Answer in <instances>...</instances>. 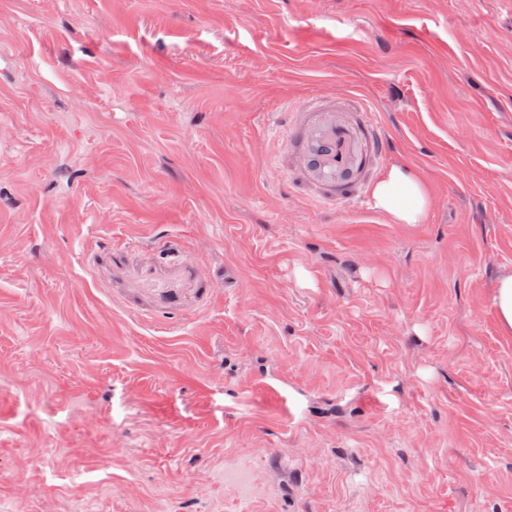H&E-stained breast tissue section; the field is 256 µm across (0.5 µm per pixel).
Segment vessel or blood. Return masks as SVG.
Wrapping results in <instances>:
<instances>
[{
    "label": "vessel or blood",
    "instance_id": "vessel-or-blood-1",
    "mask_svg": "<svg viewBox=\"0 0 512 512\" xmlns=\"http://www.w3.org/2000/svg\"><path fill=\"white\" fill-rule=\"evenodd\" d=\"M287 145L296 149L302 170L331 203L359 200L380 152L369 114L338 113L335 98L327 96L293 113Z\"/></svg>",
    "mask_w": 512,
    "mask_h": 512
}]
</instances>
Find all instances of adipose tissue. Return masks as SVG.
<instances>
[{"instance_id":"ef3b65f1","label":"adipose tissue","mask_w":512,"mask_h":512,"mask_svg":"<svg viewBox=\"0 0 512 512\" xmlns=\"http://www.w3.org/2000/svg\"><path fill=\"white\" fill-rule=\"evenodd\" d=\"M370 203L395 224H420L430 208L423 183L409 169L393 167L372 185Z\"/></svg>"}]
</instances>
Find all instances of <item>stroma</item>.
<instances>
[{
	"instance_id": "1",
	"label": "stroma",
	"mask_w": 512,
	"mask_h": 512,
	"mask_svg": "<svg viewBox=\"0 0 512 512\" xmlns=\"http://www.w3.org/2000/svg\"><path fill=\"white\" fill-rule=\"evenodd\" d=\"M508 277L512 0H0V512H512ZM336 112V99L327 96L293 112L287 145L297 150L302 170L326 201H361L358 190L366 184L380 146L367 112ZM370 204L395 224H421L430 208L423 183L409 169L392 167L372 185ZM494 303L500 329L506 335H512V277L499 282L494 294Z\"/></svg>"
}]
</instances>
